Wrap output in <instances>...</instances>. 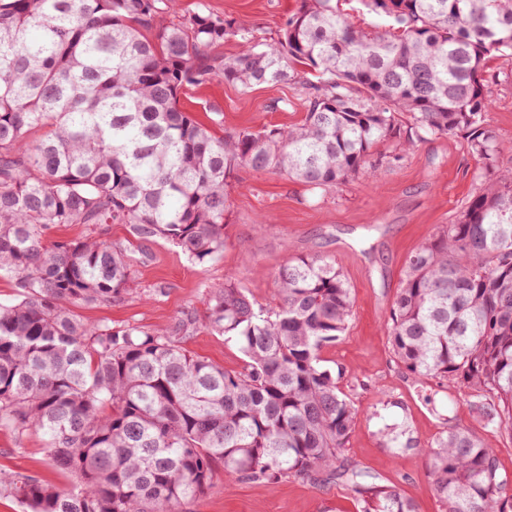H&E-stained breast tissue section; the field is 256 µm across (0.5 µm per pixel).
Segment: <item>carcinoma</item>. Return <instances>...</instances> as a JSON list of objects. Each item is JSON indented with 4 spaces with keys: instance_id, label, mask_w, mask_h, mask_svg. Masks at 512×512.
I'll return each mask as SVG.
<instances>
[{
    "instance_id": "carcinoma-1",
    "label": "carcinoma",
    "mask_w": 512,
    "mask_h": 512,
    "mask_svg": "<svg viewBox=\"0 0 512 512\" xmlns=\"http://www.w3.org/2000/svg\"><path fill=\"white\" fill-rule=\"evenodd\" d=\"M178 2L0 0V271L20 288L0 303V424L42 433L72 477L3 476L0 491L29 512H187L219 466L264 482L332 471L354 486L358 512H417L342 458L358 409L320 357L352 313L335 261L281 266L272 311L231 279L209 291L206 326L240 346V372L167 331L85 324L69 306L130 291L114 223L198 263L217 257L241 166L327 190L374 170L380 142L409 151L451 135L493 170L486 69L512 63V0H360L393 21L375 32L334 0H300L270 40L204 7L179 16ZM232 39L235 57L215 53ZM215 78L245 90L297 81L306 115L217 138L180 105ZM60 224L89 233L48 240ZM390 320L406 370L479 393L512 437L511 170L411 254ZM419 452L445 512H512V481L472 430Z\"/></svg>"
}]
</instances>
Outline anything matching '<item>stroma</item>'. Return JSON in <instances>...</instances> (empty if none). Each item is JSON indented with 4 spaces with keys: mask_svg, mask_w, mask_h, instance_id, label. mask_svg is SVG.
<instances>
[{
    "mask_svg": "<svg viewBox=\"0 0 512 512\" xmlns=\"http://www.w3.org/2000/svg\"><path fill=\"white\" fill-rule=\"evenodd\" d=\"M237 18L259 33L276 34L299 0H181L187 15L200 6ZM493 105L488 122L501 149L498 166L512 169V65L490 62ZM300 84H264L251 91L216 79L184 91L180 103L201 123L210 107H220L224 122L217 135L263 124L293 125L305 116ZM379 167L373 178H355L327 191L272 171L238 168L228 191L224 251L200 264L158 240L147 245L128 225L111 227L123 243L134 279L125 300L76 308L82 320L113 326L131 324L150 330L172 329L181 319L194 324L180 336L182 346L230 371L241 370L245 357L238 345L205 327L208 289L232 279L265 309L280 298L274 274L304 254L335 260L353 297L352 317L341 339L323 348V364L338 373V386L359 410L344 443L366 484L392 486L414 498L419 512H443L428 476L421 448L449 427L463 425L497 450L500 472L512 479V437L488 427L470 407L475 395L445 379L418 377L395 358L388 342L390 311L408 256L439 227L453 223L479 183L475 157L460 138L441 136L417 144L393 159L391 143L374 150ZM414 450H404L406 440ZM0 473L66 485L36 433L18 436L0 424ZM188 512H356L350 483L332 478L316 483L288 477L270 483L238 480L216 468L203 495Z\"/></svg>",
    "mask_w": 512,
    "mask_h": 512,
    "instance_id": "obj_1",
    "label": "stroma"
}]
</instances>
